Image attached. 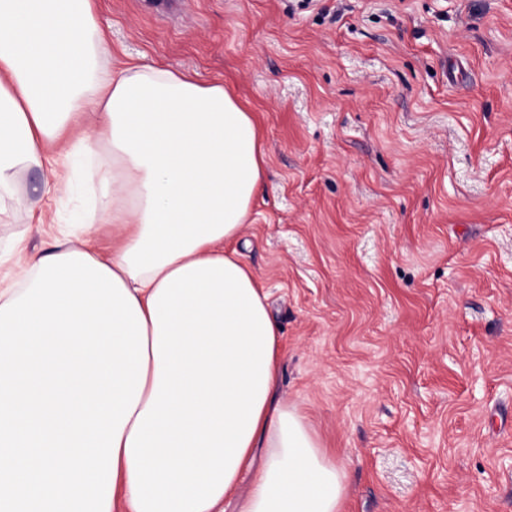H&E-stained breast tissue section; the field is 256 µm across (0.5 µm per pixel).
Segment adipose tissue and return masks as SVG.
Returning a JSON list of instances; mask_svg holds the SVG:
<instances>
[{"label":"adipose tissue","instance_id":"ef3b65f1","mask_svg":"<svg viewBox=\"0 0 512 512\" xmlns=\"http://www.w3.org/2000/svg\"><path fill=\"white\" fill-rule=\"evenodd\" d=\"M110 56L91 0H0V192L83 154L118 239L56 243L0 288V512H223L260 446L241 512H339L344 466L274 402L278 327L224 248L263 180L252 113Z\"/></svg>","mask_w":512,"mask_h":512}]
</instances>
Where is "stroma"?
I'll list each match as a JSON object with an SVG mask.
<instances>
[{
    "mask_svg": "<svg viewBox=\"0 0 512 512\" xmlns=\"http://www.w3.org/2000/svg\"><path fill=\"white\" fill-rule=\"evenodd\" d=\"M121 60L219 83L266 154L232 244L281 332L276 400L340 512H512V0H93ZM5 200L0 284L97 186Z\"/></svg>",
    "mask_w": 512,
    "mask_h": 512,
    "instance_id": "stroma-1",
    "label": "stroma"
}]
</instances>
